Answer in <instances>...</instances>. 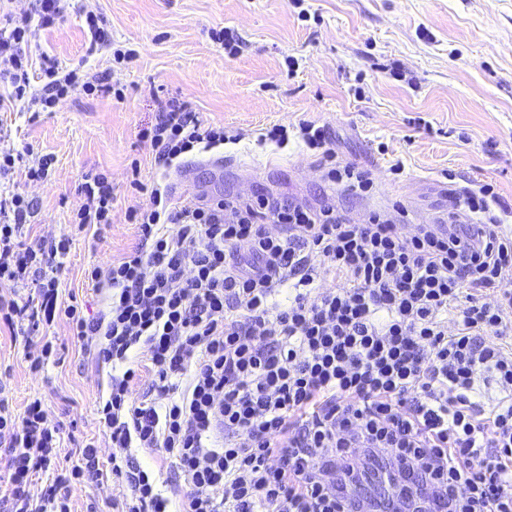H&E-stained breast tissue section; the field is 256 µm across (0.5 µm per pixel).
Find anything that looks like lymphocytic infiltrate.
<instances>
[{"label": "lymphocytic infiltrate", "instance_id": "lymphocytic-infiltrate-1", "mask_svg": "<svg viewBox=\"0 0 512 512\" xmlns=\"http://www.w3.org/2000/svg\"><path fill=\"white\" fill-rule=\"evenodd\" d=\"M69 6L29 0L0 17V109L27 100L51 112L98 92L81 66L49 58L43 87H30L28 34ZM143 135L168 166L241 140L175 98ZM299 137L320 151L329 182L373 189L371 170L338 160L326 126L302 121ZM131 184L148 192L129 215L142 242L88 270L106 302L94 317L59 299L69 237L30 236V201L0 189V279L38 284L0 296V324L38 340L24 354L31 371L57 357L44 330L61 319L73 340L94 337L96 359L112 367L98 413L122 488L114 512H170L138 448L185 476L180 512H363L350 490L375 459L396 498L424 493L427 512H512V346L502 342L512 335V226L491 208L492 185L458 199L447 229L407 235L387 213L354 224L331 204L273 195L177 207L168 184ZM78 193V230L111 224L106 174H86ZM9 381L0 371V512H72V488L100 474L97 448H75L77 464L34 488L62 453V426L38 398L15 413Z\"/></svg>", "mask_w": 512, "mask_h": 512}]
</instances>
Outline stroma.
I'll list each match as a JSON object with an SVG mask.
<instances>
[{"instance_id":"obj_1","label":"stroma","mask_w":512,"mask_h":512,"mask_svg":"<svg viewBox=\"0 0 512 512\" xmlns=\"http://www.w3.org/2000/svg\"><path fill=\"white\" fill-rule=\"evenodd\" d=\"M102 13L114 43L136 49L127 69L112 68L108 50L90 46V34L72 12L49 29H35L33 52L61 65L80 62L105 89L73 94L52 113L33 115L17 103L0 111V151L32 145L54 164L47 179L24 171L5 178L32 200V234L72 239L58 273L61 296L76 294L89 314L103 308L85 278L140 243L131 208L145 193L129 185L130 164L141 180L167 177L176 200L278 193L317 204L328 201L352 220L399 204L414 224L443 223L451 198L494 185L512 225V0H304L311 20L299 19L292 0H82ZM226 27L240 39L225 55L209 32ZM298 62L287 73L284 60ZM124 88L116 99L109 85ZM175 96L205 123L242 133L227 145L223 171L203 156L185 155L165 171L141 129L150 127L160 100ZM326 124L340 160L371 169L372 194L363 198L322 181L319 161L297 139L285 149L258 147L259 129H295L300 120ZM402 161L401 174L389 168ZM112 182V222L99 240L71 223L82 203L76 187L87 172ZM66 345L65 361L32 373L8 330L0 331V365L10 367V396L23 412L41 396L51 419L64 423L65 448L110 441L97 406L111 368L93 349L69 338L64 322L50 330ZM98 480L74 490V512H112L119 486L108 457Z\"/></svg>"}]
</instances>
